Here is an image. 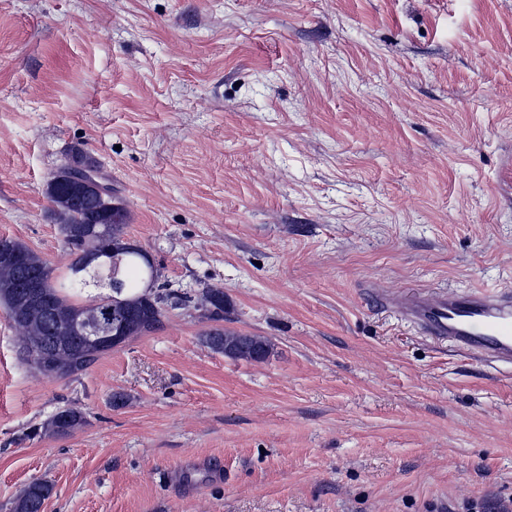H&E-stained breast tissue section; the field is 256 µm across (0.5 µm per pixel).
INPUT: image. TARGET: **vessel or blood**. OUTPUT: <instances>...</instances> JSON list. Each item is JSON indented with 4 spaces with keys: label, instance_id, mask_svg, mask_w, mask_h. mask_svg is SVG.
<instances>
[{
    "label": "vessel or blood",
    "instance_id": "vessel-or-blood-1",
    "mask_svg": "<svg viewBox=\"0 0 512 512\" xmlns=\"http://www.w3.org/2000/svg\"><path fill=\"white\" fill-rule=\"evenodd\" d=\"M379 303L403 315L435 343L481 357L495 368L512 367L511 289L431 294L407 290L382 295Z\"/></svg>",
    "mask_w": 512,
    "mask_h": 512
}]
</instances>
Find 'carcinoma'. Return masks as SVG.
<instances>
[{"label":"carcinoma","mask_w":512,"mask_h":512,"mask_svg":"<svg viewBox=\"0 0 512 512\" xmlns=\"http://www.w3.org/2000/svg\"><path fill=\"white\" fill-rule=\"evenodd\" d=\"M71 163L62 167L47 183L46 197L58 221L60 232L67 237L65 244L74 259L65 271H56L49 262L26 244L1 237L0 244L21 254L24 263L13 265L0 262V307L22 331L20 354L28 366L43 374L41 364L52 361L57 366L55 377L79 375L92 367L105 351L90 348L83 336H67L60 329L67 326L77 313L97 310L102 314L116 312L127 317L121 341L142 336L161 327L163 306H182L189 297L166 285L152 283V264L137 251L125 247L122 241L127 211L103 183L99 166L93 157L77 151ZM107 229L108 244L112 245V262L98 260L86 263L85 245L94 240L86 229ZM36 274L40 287L25 299L27 287ZM122 283L121 292L112 291V279ZM93 289L96 294L88 302L77 299V293ZM207 319L224 320V290L211 288L205 296ZM205 344L212 351L246 361H263L271 346L260 336L212 328L205 333ZM82 412L66 409L43 423L41 431L50 435H65L82 426ZM52 492L46 481L28 485L13 502L11 512H42Z\"/></svg>","instance_id":"obj_1"}]
</instances>
